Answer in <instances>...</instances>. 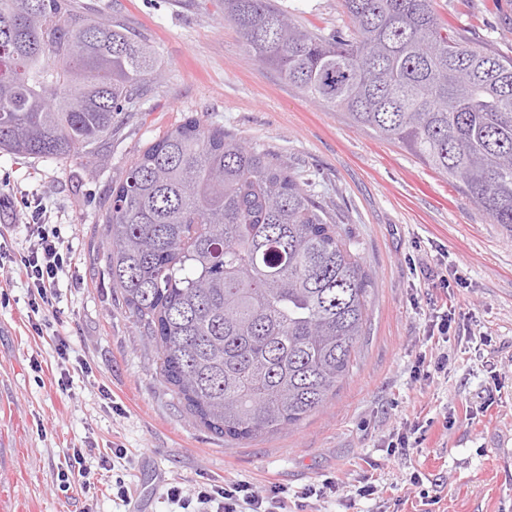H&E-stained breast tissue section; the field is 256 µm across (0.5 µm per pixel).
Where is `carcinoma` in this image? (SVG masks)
<instances>
[{
  "instance_id": "obj_1",
  "label": "carcinoma",
  "mask_w": 512,
  "mask_h": 512,
  "mask_svg": "<svg viewBox=\"0 0 512 512\" xmlns=\"http://www.w3.org/2000/svg\"><path fill=\"white\" fill-rule=\"evenodd\" d=\"M343 2L344 36L302 29L270 0H224V20L254 60L512 229V58L467 41L433 0ZM158 69L120 23L73 0H0V150L94 155ZM103 224L112 286L203 428L247 441L336 395L372 278L282 156L186 117L135 151Z\"/></svg>"
}]
</instances>
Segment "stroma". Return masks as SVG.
<instances>
[{
	"instance_id": "1",
	"label": "stroma",
	"mask_w": 512,
	"mask_h": 512,
	"mask_svg": "<svg viewBox=\"0 0 512 512\" xmlns=\"http://www.w3.org/2000/svg\"><path fill=\"white\" fill-rule=\"evenodd\" d=\"M152 45L160 71L127 104L96 156L33 158L0 151V244L28 251L31 217L71 251L59 298L36 334L25 277L0 269V512H178L169 487L250 482L296 496L333 477L313 512H379L357 495L362 475L399 486L398 512H512V235L456 181L302 94L242 49L224 0H75ZM299 24L344 32L342 0H272ZM463 37L512 58V0H435ZM196 116L272 146L340 210L372 276L368 321L351 375L300 425L245 443L197 424L162 384L155 348L129 318L106 262L103 218L133 154ZM452 310L458 339L428 341ZM480 335L466 337L465 329ZM72 372L59 388L58 343ZM447 353L443 372L415 380L420 354ZM40 372H33L32 363ZM425 423L421 445L389 452L404 421ZM92 445L96 484L58 489L64 449ZM110 458L99 467L100 455ZM420 475L411 484V475ZM130 502L112 495L116 479Z\"/></svg>"
}]
</instances>
